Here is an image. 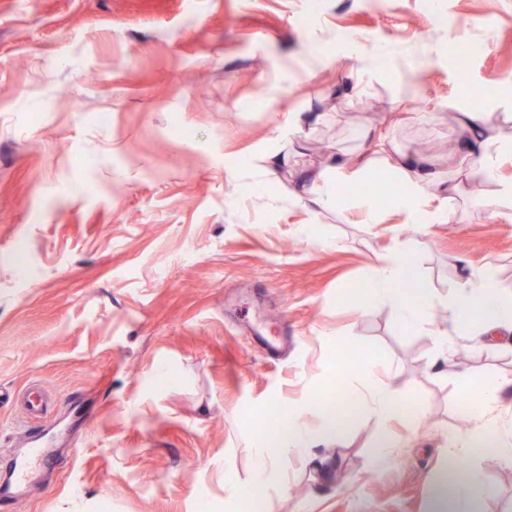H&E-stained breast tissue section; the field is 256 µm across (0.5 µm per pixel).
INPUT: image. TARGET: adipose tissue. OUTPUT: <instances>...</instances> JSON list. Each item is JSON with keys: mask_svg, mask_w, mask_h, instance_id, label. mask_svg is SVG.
Returning <instances> with one entry per match:
<instances>
[{"mask_svg": "<svg viewBox=\"0 0 512 512\" xmlns=\"http://www.w3.org/2000/svg\"><path fill=\"white\" fill-rule=\"evenodd\" d=\"M465 123L472 132L466 142V157L471 174L480 180L496 183V203L512 201V182L501 181L498 161L506 154L512 155V133L501 129L486 128L482 113L468 112ZM364 147L371 160L384 161L396 172L406 186L400 208L416 230H424L437 220L436 212L429 210L428 202L440 191L455 193L457 183L442 184L425 175L421 168L404 161L387 135L365 133ZM376 275L370 282L361 303L362 308L378 304L391 307L400 323L409 328L429 324L445 354H452V341L466 337L469 341L487 344L498 337L512 334V296H501L492 303H485L484 296L491 283L488 276L477 275L458 284L454 294L441 303L440 316H431V304L412 262L409 252L400 245L377 255ZM280 429L276 434V448L267 442L253 444L251 453L256 461V478L270 480L274 475L275 453L289 454L308 459V450L317 444L341 442L344 430L337 426L335 417L321 412L317 425L299 424L290 413L278 417ZM489 489L477 477L463 479L441 474L428 489V512H473V506Z\"/></svg>", "mask_w": 512, "mask_h": 512, "instance_id": "ef3b65f1", "label": "adipose tissue"}]
</instances>
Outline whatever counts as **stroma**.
<instances>
[{
  "label": "stroma",
  "instance_id": "1",
  "mask_svg": "<svg viewBox=\"0 0 512 512\" xmlns=\"http://www.w3.org/2000/svg\"><path fill=\"white\" fill-rule=\"evenodd\" d=\"M472 90L512 127V0H0V448L23 451L30 387L89 410L10 512H427L468 396L500 386L487 427L512 426V338L447 363L349 289L399 244L433 301L487 269L512 294V208L492 216L460 151ZM368 129L458 183L425 234L394 204L368 223L380 164L327 209L298 200ZM364 382L415 405L383 464L363 412L255 480L280 407L310 426L311 397ZM462 460L493 489L476 512H512V463Z\"/></svg>",
  "mask_w": 512,
  "mask_h": 512
}]
</instances>
